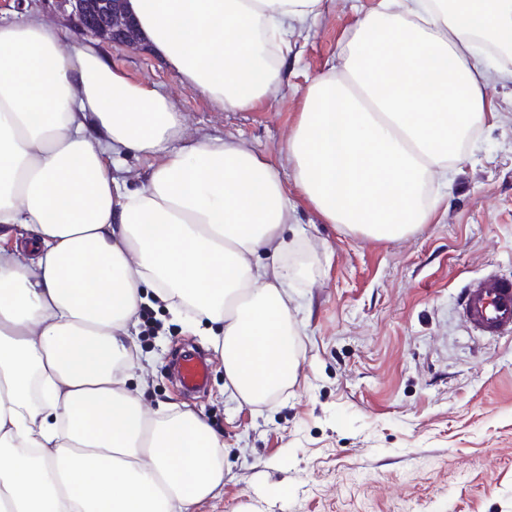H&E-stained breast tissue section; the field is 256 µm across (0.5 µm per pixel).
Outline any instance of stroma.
<instances>
[{
  "mask_svg": "<svg viewBox=\"0 0 512 512\" xmlns=\"http://www.w3.org/2000/svg\"><path fill=\"white\" fill-rule=\"evenodd\" d=\"M375 0H327L297 38L276 98L231 112L146 49L103 50L130 79L182 112L188 133L246 139L296 205L289 291L301 328L295 383L273 404L224 386L208 337L164 304L142 305L131 384L145 408L187 399L224 439V485L197 512H512V340L471 333L461 288L487 271L512 275V84L489 86L493 113L467 146L430 223L375 240L326 223L292 179L288 137L303 90L326 71ZM210 362L187 396L171 375L182 347Z\"/></svg>",
  "mask_w": 512,
  "mask_h": 512,
  "instance_id": "1",
  "label": "stroma"
}]
</instances>
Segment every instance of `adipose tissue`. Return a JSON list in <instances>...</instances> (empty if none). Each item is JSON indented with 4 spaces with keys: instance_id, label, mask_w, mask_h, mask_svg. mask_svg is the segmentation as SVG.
Here are the masks:
<instances>
[{
    "instance_id": "adipose-tissue-1",
    "label": "adipose tissue",
    "mask_w": 512,
    "mask_h": 512,
    "mask_svg": "<svg viewBox=\"0 0 512 512\" xmlns=\"http://www.w3.org/2000/svg\"><path fill=\"white\" fill-rule=\"evenodd\" d=\"M325 0H128L142 40L230 111L268 100ZM512 82V0H377L304 90L296 186L331 224L392 240L430 223L491 84ZM152 163L140 186L112 173ZM295 205L245 140L184 133L165 95L67 42L41 9L0 17V512H190L224 441L130 384L147 298L183 303L224 379L270 403L297 376Z\"/></svg>"
}]
</instances>
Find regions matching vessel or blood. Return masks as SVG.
Instances as JSON below:
<instances>
[{
    "label": "vessel or blood",
    "mask_w": 512,
    "mask_h": 512,
    "mask_svg": "<svg viewBox=\"0 0 512 512\" xmlns=\"http://www.w3.org/2000/svg\"><path fill=\"white\" fill-rule=\"evenodd\" d=\"M460 311L471 331L491 338H512V277L485 274L466 283L460 291ZM180 385L185 390L203 386L209 375V363L201 355L188 352L177 366Z\"/></svg>",
    "instance_id": "obj_1"
}]
</instances>
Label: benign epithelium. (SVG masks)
<instances>
[{
	"instance_id": "benign-epithelium-1",
	"label": "benign epithelium",
	"mask_w": 512,
	"mask_h": 512,
	"mask_svg": "<svg viewBox=\"0 0 512 512\" xmlns=\"http://www.w3.org/2000/svg\"><path fill=\"white\" fill-rule=\"evenodd\" d=\"M53 14L67 25L103 43L130 49L141 46L137 29L127 16L125 0H50Z\"/></svg>"
}]
</instances>
